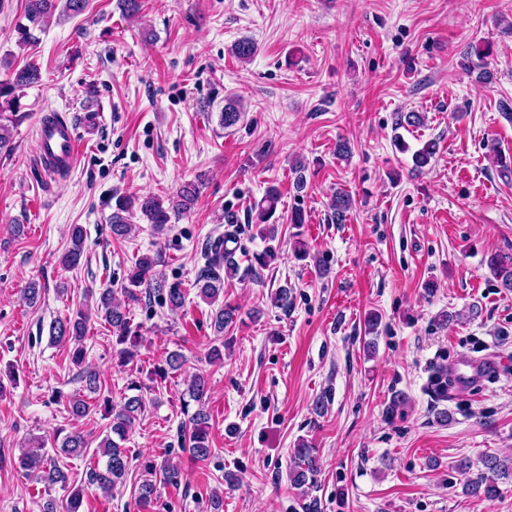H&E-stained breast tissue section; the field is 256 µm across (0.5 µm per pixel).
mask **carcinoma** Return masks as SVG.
I'll use <instances>...</instances> for the list:
<instances>
[{"label": "carcinoma", "instance_id": "obj_1", "mask_svg": "<svg viewBox=\"0 0 512 512\" xmlns=\"http://www.w3.org/2000/svg\"><path fill=\"white\" fill-rule=\"evenodd\" d=\"M63 6V12L78 16L85 12L87 0H26L24 21L15 27L17 44L27 46L37 41L36 32L43 30L48 19L56 12L58 6ZM469 71L476 74V79L482 83L492 81V73L484 63V55L478 50L465 53ZM0 67L9 70L7 78L0 81V156L8 155L13 151V123L20 120L17 115L18 102L23 90L38 83L40 68L33 62H28L20 68H12L8 58L0 59ZM241 119V112L234 104L227 103L224 110L219 113V125L223 128L235 126ZM436 154V142L429 140L412 155L413 165L422 169L429 165ZM199 194V187L195 183H185L168 199V203L155 196L138 197L131 200L126 197L116 199L115 210L110 217L112 237L124 238L132 231L130 224L133 208H138L149 223L154 225L158 232L168 228L172 218L185 213L190 209ZM279 200L278 192L271 188L267 191L263 205L259 208L258 232L267 239L277 235L278 228L268 223L274 215ZM351 208V199L344 193L336 194L332 204L333 218L336 223L345 222L347 212ZM71 247L66 250L60 259L65 268H74L79 265L84 253V231L75 225L71 229ZM234 240L231 232L224 233V238L209 241L205 244V253L208 257V270L198 276L193 287L198 289V297L206 304L213 306L224 295V277H233L238 272V263L235 260L236 250L229 247ZM490 270L499 287L512 290V254L494 253L488 260ZM154 267V260L148 256H141L134 262L133 270L127 275V284L122 291L130 301H138L141 294H157L174 312L184 306L186 294L184 289L172 284L166 285L164 281L154 279L150 272ZM92 300L97 313L112 327L118 349L116 354L123 363H129L136 355V348L141 336L138 331L131 328L126 311L121 304L115 301L113 291L102 289L99 294L88 288L84 293V300ZM235 308L229 305H218L211 317V326L214 327L216 340L223 339L224 328L233 322ZM89 329V315L83 309L76 313L58 318L50 325V340L52 343L68 349L71 362L80 366L85 359L84 340ZM83 388L96 399L77 394L68 400L66 411L69 416L78 419L99 411L107 420L108 432L98 444V453L105 458L103 467H91L86 472L87 485L94 486L107 495L119 483L123 482L128 474L131 457L127 454L122 442L127 440V434L134 421L143 411L144 399L141 385L131 382L128 390L132 394L124 397L120 410H115L110 396L101 394L102 382L99 375L92 370L82 372ZM207 389V379L201 373L195 374L188 384L183 401V413L187 420L180 427L178 443L181 451L189 454L194 461L205 460L209 457L211 449L208 442V429L210 415L204 407V396ZM196 404L195 410H190V403ZM45 442L37 440L26 449L19 461L20 467L29 472H38L41 481L51 486L66 481V477L58 460L44 452ZM60 451L68 456H82L88 448L85 438L72 433L62 438L59 444ZM482 466L480 472L471 478L466 486L467 495L477 499H491L499 494L498 483L495 478L512 477V459H502L494 454L480 456ZM318 472V462L312 449L306 444L294 449L293 467L289 471L291 482L299 487L316 484L315 476ZM85 497L84 486L72 488L66 496L63 512H80Z\"/></svg>", "mask_w": 512, "mask_h": 512}]
</instances>
